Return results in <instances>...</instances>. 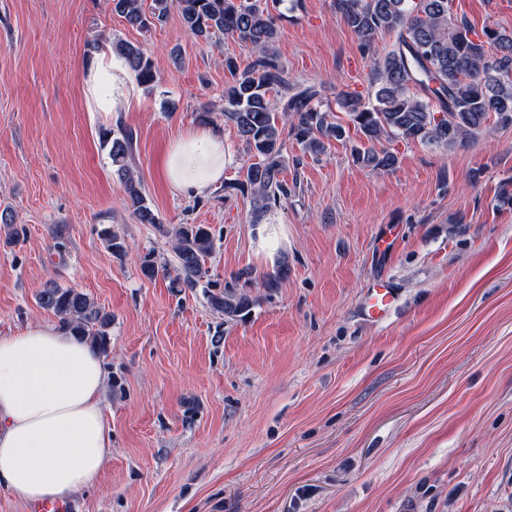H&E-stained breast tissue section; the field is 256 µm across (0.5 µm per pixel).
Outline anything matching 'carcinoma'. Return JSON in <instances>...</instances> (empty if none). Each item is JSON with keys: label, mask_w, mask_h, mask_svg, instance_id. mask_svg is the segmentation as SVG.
Segmentation results:
<instances>
[{"label": "carcinoma", "mask_w": 512, "mask_h": 512, "mask_svg": "<svg viewBox=\"0 0 512 512\" xmlns=\"http://www.w3.org/2000/svg\"><path fill=\"white\" fill-rule=\"evenodd\" d=\"M258 0H112L113 10L141 30L162 23L177 5L182 23L206 41L231 35L252 52V61L240 68L237 58H224L231 80L224 86V122L232 124L254 162L243 176L224 189L249 201L253 222L260 221L291 195L281 178L288 158L286 138L304 151L319 155L325 141H344L348 130L331 120V106L319 100L313 86L290 88L284 67L273 51L280 34L278 15ZM336 16L370 52L381 32H394L392 51L375 63L374 98L346 94L337 106L348 113L363 143L354 147V162L364 168L389 171L399 158L388 148L375 149L384 139L402 138L452 149L489 132L488 123L512 126V34L494 29L476 32L464 19H452L448 0H333ZM120 52L137 81L154 86L158 63L141 47L123 42ZM280 99H275L274 94ZM290 125L279 122L277 101ZM112 166L125 182L127 199L140 224L164 229L135 178L129 161L133 133L118 125L104 132ZM174 240L176 262L173 288H194L207 277L204 259L214 247L203 224H179L165 229ZM40 305L60 317L61 323L93 348L106 351L112 316L87 294L50 282L40 292ZM210 307L229 320L242 318L255 300L242 288H226L208 295Z\"/></svg>", "instance_id": "carcinoma-1"}]
</instances>
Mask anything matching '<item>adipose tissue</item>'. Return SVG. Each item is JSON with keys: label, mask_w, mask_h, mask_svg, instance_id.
Wrapping results in <instances>:
<instances>
[{"label": "adipose tissue", "mask_w": 512, "mask_h": 512, "mask_svg": "<svg viewBox=\"0 0 512 512\" xmlns=\"http://www.w3.org/2000/svg\"><path fill=\"white\" fill-rule=\"evenodd\" d=\"M92 112L135 102L125 60L102 49L83 68ZM223 134L206 126L180 132L165 155L172 192L202 196L224 179ZM99 355L63 325H30L0 336V488L29 503L66 502L98 478L112 448L103 417Z\"/></svg>", "instance_id": "adipose-tissue-1"}]
</instances>
